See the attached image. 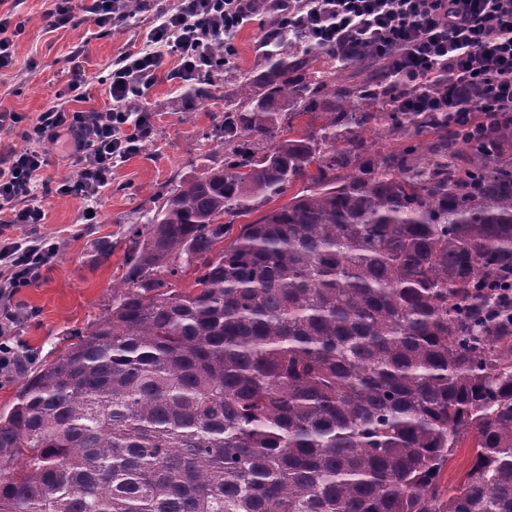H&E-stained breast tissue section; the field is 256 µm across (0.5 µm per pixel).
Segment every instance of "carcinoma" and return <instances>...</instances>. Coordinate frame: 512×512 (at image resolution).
I'll return each instance as SVG.
<instances>
[{"label":"carcinoma","mask_w":512,"mask_h":512,"mask_svg":"<svg viewBox=\"0 0 512 512\" xmlns=\"http://www.w3.org/2000/svg\"><path fill=\"white\" fill-rule=\"evenodd\" d=\"M263 56L224 163L130 226L112 305L22 374L0 512H512V119L394 112L376 54L286 15ZM469 445L464 444L462 448H458L456 455L452 458V460L448 463V465L444 468L441 474V485L443 488H447L454 484V482L465 473L470 464V452Z\"/></svg>","instance_id":"carcinoma-1"}]
</instances>
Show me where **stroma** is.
I'll list each match as a JSON object with an SVG mask.
<instances>
[{"mask_svg":"<svg viewBox=\"0 0 512 512\" xmlns=\"http://www.w3.org/2000/svg\"><path fill=\"white\" fill-rule=\"evenodd\" d=\"M173 5V0H155L152 14ZM48 7L47 0H0V14H13L24 24L14 40L13 67L0 70V112L35 119L76 78L85 84L90 106H103L113 58L143 47L152 16L135 12L121 29L103 33L80 14L69 27L51 33ZM266 30L262 14L237 33L228 70L202 76L193 87L180 89L162 79L145 91L156 114L152 133L139 153L113 168L112 183L96 202L99 223H84V200L51 196L44 201L43 223L0 233L13 242L40 238L53 246L38 280L15 296L0 298V314L14 318L9 343L22 356L26 371L56 357L71 332L94 322L111 305L112 292L126 271L128 226L142 222L153 203L182 180L223 162L217 131L224 123V96L236 89L230 75L261 68L260 43ZM77 47L82 53L76 58L72 52ZM200 87L206 96L197 95ZM106 245L111 251L105 259L101 251Z\"/></svg>","mask_w":512,"mask_h":512,"instance_id":"obj_1","label":"stroma"}]
</instances>
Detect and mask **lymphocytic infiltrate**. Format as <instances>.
Instances as JSON below:
<instances>
[{
	"mask_svg": "<svg viewBox=\"0 0 512 512\" xmlns=\"http://www.w3.org/2000/svg\"><path fill=\"white\" fill-rule=\"evenodd\" d=\"M127 0H53L52 28L77 12L100 28L127 18ZM286 13L312 43L349 50L375 49L399 81L391 106L399 112H452L460 101L472 111L494 104L512 112V0H176L149 26L146 50L112 61L109 105L83 110L49 106L22 126L26 149L0 154V220L39 224L43 195L80 196L90 205L85 223L99 221L91 202L111 183L115 164L139 152L153 127L151 112L133 101L159 76L188 84L210 72L213 44L232 56L236 33L261 6ZM60 142L76 170L72 179L44 178L43 143ZM53 254L40 240L0 247V282L10 291L28 287Z\"/></svg>",
	"mask_w": 512,
	"mask_h": 512,
	"instance_id": "lymphocytic-infiltrate-1",
	"label": "lymphocytic infiltrate"
}]
</instances>
